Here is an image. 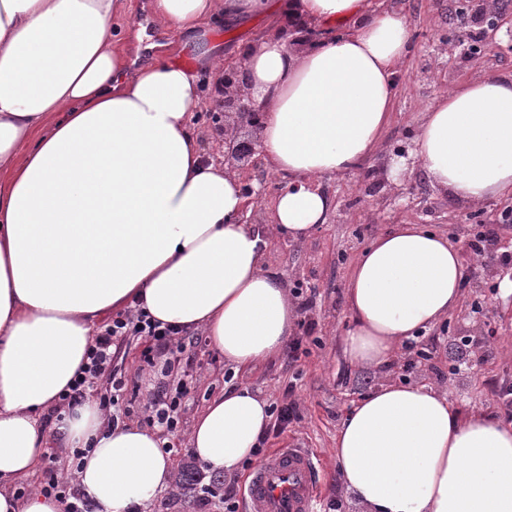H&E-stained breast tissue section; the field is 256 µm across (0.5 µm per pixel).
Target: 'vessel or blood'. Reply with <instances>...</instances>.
I'll return each instance as SVG.
<instances>
[{
	"label": "vessel or blood",
	"mask_w": 512,
	"mask_h": 512,
	"mask_svg": "<svg viewBox=\"0 0 512 512\" xmlns=\"http://www.w3.org/2000/svg\"><path fill=\"white\" fill-rule=\"evenodd\" d=\"M319 467L302 448H279L252 471L244 490V512H314L320 495Z\"/></svg>",
	"instance_id": "b4317fda"
}]
</instances>
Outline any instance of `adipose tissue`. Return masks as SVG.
I'll list each match as a JSON object with an SVG mask.
<instances>
[{
	"mask_svg": "<svg viewBox=\"0 0 512 512\" xmlns=\"http://www.w3.org/2000/svg\"><path fill=\"white\" fill-rule=\"evenodd\" d=\"M130 0H0V512H65L55 497L10 492L52 444L82 449L76 485L90 512H146L171 487L157 430L108 425L94 399L45 422L80 369L96 325L129 307L204 329L234 370L277 356L297 311L265 271L268 246L241 224L237 171L208 160L194 124L204 85L224 78L225 22L273 15L319 30L314 46L262 37L242 50L261 102L267 168L288 179L277 231L304 239L327 223L325 177L383 142L408 51L405 15L374 0H152L154 23L192 46L198 68L165 55L131 67L112 40ZM460 202L512 200V77L484 76L436 97L409 156ZM464 267L448 236L397 224L375 237L345 288L344 357L381 370L406 341L456 310ZM241 385L212 398L188 434L209 472L240 475L271 421ZM336 472L359 512H512V423L460 417L446 392L381 384L336 435Z\"/></svg>",
	"mask_w": 512,
	"mask_h": 512,
	"instance_id": "ef3b65f1",
	"label": "adipose tissue"
}]
</instances>
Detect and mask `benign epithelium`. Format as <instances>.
<instances>
[{
    "mask_svg": "<svg viewBox=\"0 0 512 512\" xmlns=\"http://www.w3.org/2000/svg\"><path fill=\"white\" fill-rule=\"evenodd\" d=\"M222 98L224 125H233L238 134L225 144L224 164L236 169H253L261 163L263 107L256 103L238 77V65L230 63L224 73V84L215 89Z\"/></svg>",
    "mask_w": 512,
    "mask_h": 512,
    "instance_id": "obj_1",
    "label": "benign epithelium"
}]
</instances>
